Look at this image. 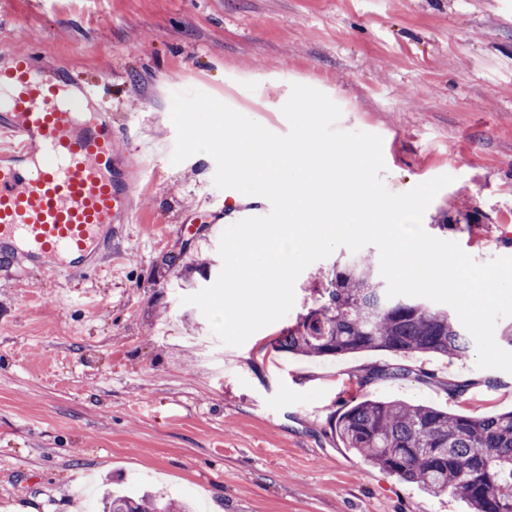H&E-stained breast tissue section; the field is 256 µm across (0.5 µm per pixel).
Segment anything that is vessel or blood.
<instances>
[{"mask_svg": "<svg viewBox=\"0 0 512 512\" xmlns=\"http://www.w3.org/2000/svg\"><path fill=\"white\" fill-rule=\"evenodd\" d=\"M9 57L0 68V264L91 268L113 228L136 219L102 95L112 75L90 83L69 66L41 74L35 48Z\"/></svg>", "mask_w": 512, "mask_h": 512, "instance_id": "vessel-or-blood-1", "label": "vessel or blood"}]
</instances>
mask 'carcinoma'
<instances>
[{
  "label": "carcinoma",
  "mask_w": 512,
  "mask_h": 512,
  "mask_svg": "<svg viewBox=\"0 0 512 512\" xmlns=\"http://www.w3.org/2000/svg\"><path fill=\"white\" fill-rule=\"evenodd\" d=\"M313 306L273 340L305 357L360 351L435 353L466 359L473 338L444 308L407 296L389 298L373 267L352 260L313 289ZM343 444L371 465L428 496L465 499L472 512H512V410L459 414L397 400H355L336 420ZM104 512H190L182 501L109 496Z\"/></svg>",
  "instance_id": "carcinoma-1"
}]
</instances>
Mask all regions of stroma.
<instances>
[{
    "instance_id": "1",
    "label": "stroma",
    "mask_w": 512,
    "mask_h": 512,
    "mask_svg": "<svg viewBox=\"0 0 512 512\" xmlns=\"http://www.w3.org/2000/svg\"><path fill=\"white\" fill-rule=\"evenodd\" d=\"M32 44L45 70L111 71L116 149L154 175L134 180L142 221L113 233L96 274L0 266V512H88L106 489L203 512H468L344 448L336 420L364 397L512 410V374L268 350L344 247L300 274L284 319L223 344L182 299L221 270L235 192L211 157L171 163L169 112L197 89L283 135L292 84L316 88L351 110L345 130L382 137L390 192L453 176L426 232L479 263L512 256V0H0V47ZM387 367L405 374L374 378Z\"/></svg>"
}]
</instances>
